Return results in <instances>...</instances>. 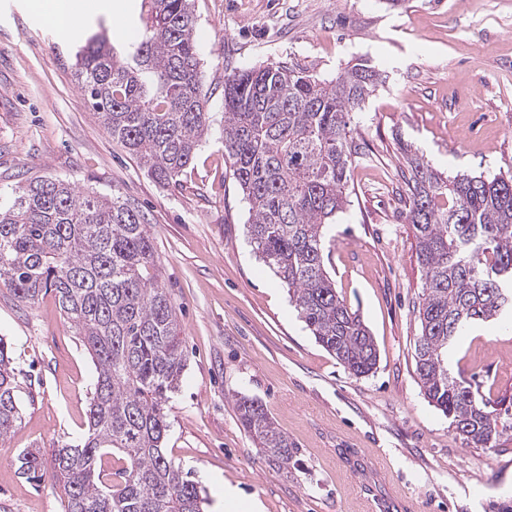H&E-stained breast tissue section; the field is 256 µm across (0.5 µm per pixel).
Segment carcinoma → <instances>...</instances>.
Instances as JSON below:
<instances>
[{
  "label": "carcinoma",
  "instance_id": "obj_1",
  "mask_svg": "<svg viewBox=\"0 0 512 512\" xmlns=\"http://www.w3.org/2000/svg\"><path fill=\"white\" fill-rule=\"evenodd\" d=\"M145 31L134 63L105 33L75 53L76 76L112 141L166 186L211 129L191 0H142ZM382 83L364 63L321 78L283 62L224 75V156L249 206L253 250L273 270L299 317L353 375L376 368L373 337L324 264V228L348 205L358 154L351 124ZM408 223L424 271L415 365L429 402L466 444L499 435L498 402L451 375L448 348L471 325L512 317V172L448 177L404 149ZM0 281L26 304L55 292L95 363L88 430L52 453L63 512H201L196 484L163 452L167 404L185 367L176 305L162 287L140 211L114 193L91 195L40 177L0 208ZM16 372L0 338V441L18 425ZM244 431L266 462L288 471L296 448L255 398L236 399ZM123 455L110 471L105 457ZM26 478L45 476L26 449Z\"/></svg>",
  "mask_w": 512,
  "mask_h": 512
}]
</instances>
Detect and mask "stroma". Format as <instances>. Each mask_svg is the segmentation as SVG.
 <instances>
[{
    "label": "stroma",
    "mask_w": 512,
    "mask_h": 512,
    "mask_svg": "<svg viewBox=\"0 0 512 512\" xmlns=\"http://www.w3.org/2000/svg\"><path fill=\"white\" fill-rule=\"evenodd\" d=\"M84 33L129 46L140 0H99ZM212 129L176 184L151 180L113 143L75 75L78 40L28 0H0V199L36 177L115 193L143 211L173 298L186 369L164 452L189 472L203 512H225L224 484L264 512H494L512 505V429L487 446L456 437L421 391L415 345L424 273L401 145L448 175L512 168V0H194ZM365 60L385 83L355 113L360 148L349 204L326 228V267L375 339L372 373L352 375L299 319L256 259L248 206L224 160V74L285 61L335 75ZM0 337L17 373L16 432L0 441V512H62L51 481L18 470L22 449L79 443L96 368L54 293L24 305L0 285ZM452 375L512 422V320L472 325L448 350ZM257 398L297 453L269 466L235 402Z\"/></svg>",
    "instance_id": "1"
}]
</instances>
